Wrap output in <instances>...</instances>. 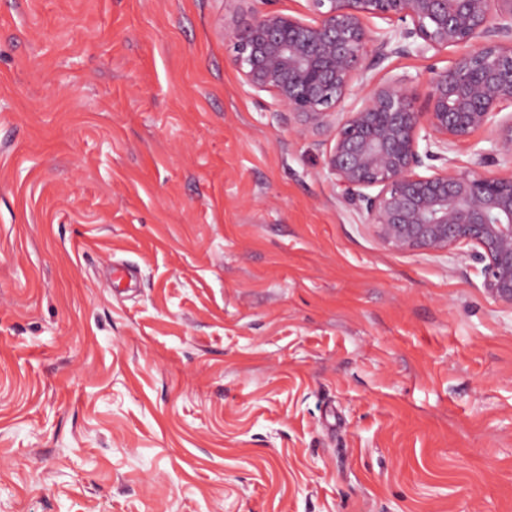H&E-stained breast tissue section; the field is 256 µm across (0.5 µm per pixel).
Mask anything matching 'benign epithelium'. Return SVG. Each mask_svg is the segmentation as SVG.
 <instances>
[{"label":"benign epithelium","instance_id":"obj_1","mask_svg":"<svg viewBox=\"0 0 512 512\" xmlns=\"http://www.w3.org/2000/svg\"><path fill=\"white\" fill-rule=\"evenodd\" d=\"M312 20L252 10L224 25V43L247 86L270 93L297 131H319L338 115L324 167L345 198L364 210L385 247L433 256L474 247L482 287L512 309V176L458 170L449 153L499 129L494 153L512 159V0H306ZM379 18L395 27L372 29ZM434 68L425 108L400 76L369 72L394 54L448 49ZM368 92L345 106L354 83ZM427 167L429 175L416 169Z\"/></svg>","mask_w":512,"mask_h":512}]
</instances>
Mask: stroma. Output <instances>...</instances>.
I'll return each mask as SVG.
<instances>
[{"label":"stroma","mask_w":512,"mask_h":512,"mask_svg":"<svg viewBox=\"0 0 512 512\" xmlns=\"http://www.w3.org/2000/svg\"><path fill=\"white\" fill-rule=\"evenodd\" d=\"M233 9L0 0V512H512V310L381 245Z\"/></svg>","instance_id":"stroma-1"}]
</instances>
